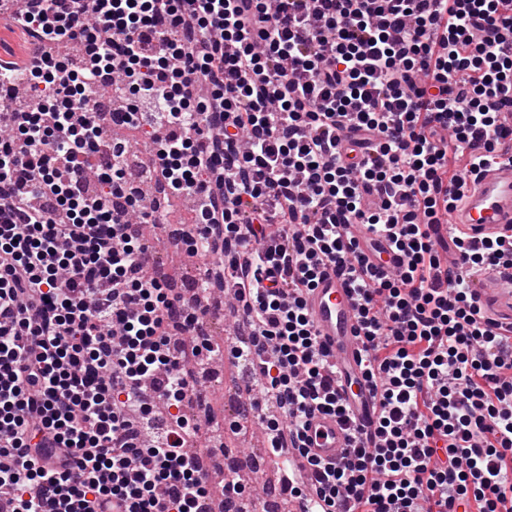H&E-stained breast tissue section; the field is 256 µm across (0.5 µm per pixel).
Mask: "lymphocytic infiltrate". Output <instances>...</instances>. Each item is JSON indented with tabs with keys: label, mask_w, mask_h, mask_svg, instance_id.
<instances>
[{
	"label": "lymphocytic infiltrate",
	"mask_w": 512,
	"mask_h": 512,
	"mask_svg": "<svg viewBox=\"0 0 512 512\" xmlns=\"http://www.w3.org/2000/svg\"><path fill=\"white\" fill-rule=\"evenodd\" d=\"M31 37L25 108L0 112V505L205 512L184 415L199 298L149 270L152 209L86 112L99 84L146 129L152 179L196 206L191 254L245 332L272 454L340 420L339 463L283 475L322 512H512V326L468 278L512 269V233L438 237L464 171L506 156L512 0H0ZM344 141H337V128ZM359 224L360 239L345 230ZM407 258L396 274L375 260ZM455 251L456 271L438 256ZM326 269L358 309L372 431L336 391L305 297Z\"/></svg>",
	"instance_id": "obj_1"
}]
</instances>
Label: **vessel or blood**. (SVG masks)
<instances>
[{"instance_id":"vessel-or-blood-1","label":"vessel or blood","mask_w":512,"mask_h":512,"mask_svg":"<svg viewBox=\"0 0 512 512\" xmlns=\"http://www.w3.org/2000/svg\"><path fill=\"white\" fill-rule=\"evenodd\" d=\"M462 200L453 212V222L440 225V233L460 231L471 240L504 233L512 227V162L497 160L485 165L479 175L464 174L460 179ZM472 287L488 318L512 323V270L489 269L475 277ZM306 306L316 332L326 346L331 363L352 385L348 403L357 422L370 426L375 405L371 393L360 383L358 359V318L352 292L346 279L326 271L316 288L307 295ZM348 434L335 418L321 414L308 420V456L336 463L346 448Z\"/></svg>"}]
</instances>
